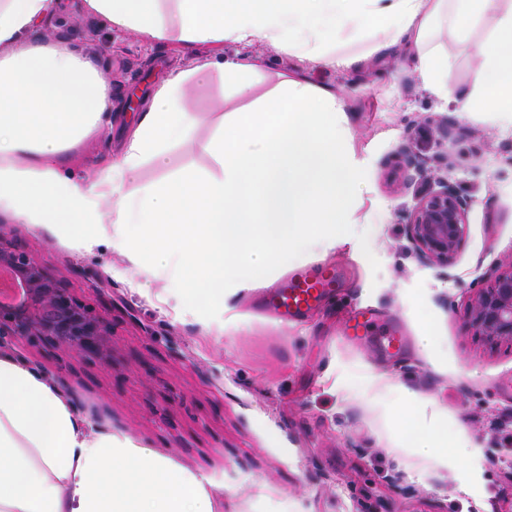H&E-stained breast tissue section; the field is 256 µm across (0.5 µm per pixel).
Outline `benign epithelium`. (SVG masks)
<instances>
[{"label":"benign epithelium","mask_w":512,"mask_h":512,"mask_svg":"<svg viewBox=\"0 0 512 512\" xmlns=\"http://www.w3.org/2000/svg\"><path fill=\"white\" fill-rule=\"evenodd\" d=\"M435 184L417 198L407 232L423 261L443 265L463 239L471 201L446 177ZM466 316L487 339L512 341V257L487 286L474 289ZM110 335V323L93 315L60 277L0 234V349L37 338L80 356L103 358Z\"/></svg>","instance_id":"obj_1"}]
</instances>
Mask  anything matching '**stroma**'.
Returning a JSON list of instances; mask_svg holds the SVG:
<instances>
[{
  "mask_svg": "<svg viewBox=\"0 0 512 512\" xmlns=\"http://www.w3.org/2000/svg\"><path fill=\"white\" fill-rule=\"evenodd\" d=\"M35 37L93 53L110 80L112 129L87 140L64 169L90 180L120 154L140 117L128 105L133 88L153 95L172 70L211 56L213 45L186 52L172 42L111 28L61 0ZM372 38L337 42V56H360L342 69L254 42L258 91L302 73L335 86L347 103L342 119L358 180L355 222L345 241L271 268L269 287L298 271L341 268L346 291L334 293L298 320L257 309L262 290L224 285V307L162 310L170 280L148 275L108 244L87 250L45 229L0 214V233L34 252L70 292L112 325L106 357H82L52 343L24 344L29 367L63 381L97 427L145 447L186 470L212 493L216 512H512V342L488 341L465 312L476 285L512 254V117L459 115L428 90L406 49L372 51ZM432 48H449L454 81L469 88L473 45L452 29ZM238 104L220 70L193 84L186 106L202 123L190 143L173 146L170 168L218 173L203 145L221 113ZM450 125L448 163H425L428 177L449 175L471 200L466 233L449 265L423 263L407 234L421 191L405 184L390 159L405 139L425 146L422 129ZM108 293H95L101 278ZM370 322L359 342L346 337L357 315ZM407 347L385 350L389 325ZM433 417L471 448L468 461L441 462L408 447L398 406Z\"/></svg>",
  "mask_w": 512,
  "mask_h": 512,
  "instance_id": "1",
  "label": "stroma"
}]
</instances>
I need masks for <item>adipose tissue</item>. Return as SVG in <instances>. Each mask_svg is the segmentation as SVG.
<instances>
[{
    "mask_svg": "<svg viewBox=\"0 0 512 512\" xmlns=\"http://www.w3.org/2000/svg\"><path fill=\"white\" fill-rule=\"evenodd\" d=\"M54 0H0V213L63 232L83 247L109 240L129 259L144 256L200 309L224 304V283L267 282L270 267L335 245L351 221L357 181L335 87L302 75L253 98L259 59L238 54L196 61L160 86L121 157L90 182L73 179L63 156L99 133L112 110L103 73L80 53L26 36ZM108 25L191 48L261 39L304 56L327 57L346 30L381 24L390 43L421 46L417 69L457 112L512 114V0H84ZM448 20L473 42L478 64L458 92L450 51H424ZM220 69L246 106L225 113L205 151L216 175L169 172L126 192L142 164L167 169L170 147L200 125L188 87ZM410 445L440 459L465 443L420 426ZM0 512H214L210 495L145 448L97 429L57 384L0 354Z\"/></svg>",
    "mask_w": 512,
    "mask_h": 512,
    "instance_id": "1",
    "label": "adipose tissue"
}]
</instances>
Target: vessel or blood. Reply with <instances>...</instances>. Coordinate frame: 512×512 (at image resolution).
Returning a JSON list of instances; mask_svg holds the SVG:
<instances>
[{
  "mask_svg": "<svg viewBox=\"0 0 512 512\" xmlns=\"http://www.w3.org/2000/svg\"><path fill=\"white\" fill-rule=\"evenodd\" d=\"M344 285L340 270L331 268L302 271L293 275L287 284L274 292L268 306L280 317L288 319L312 309L326 293Z\"/></svg>",
  "mask_w": 512,
  "mask_h": 512,
  "instance_id": "b4317fda",
  "label": "vessel or blood"
}]
</instances>
